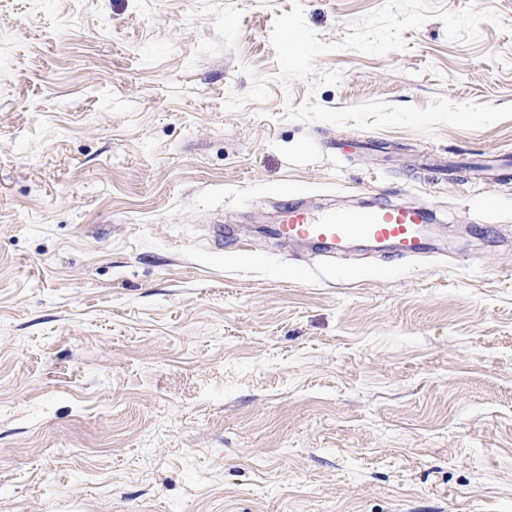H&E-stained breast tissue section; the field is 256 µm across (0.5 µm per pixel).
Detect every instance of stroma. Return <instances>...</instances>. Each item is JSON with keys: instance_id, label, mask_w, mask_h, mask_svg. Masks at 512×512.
I'll return each mask as SVG.
<instances>
[{"instance_id": "35a3bbf8", "label": "stroma", "mask_w": 512, "mask_h": 512, "mask_svg": "<svg viewBox=\"0 0 512 512\" xmlns=\"http://www.w3.org/2000/svg\"><path fill=\"white\" fill-rule=\"evenodd\" d=\"M302 3L333 43L383 0ZM480 4L476 42L432 19L228 113L292 0H0V512H512V188L467 181L512 119L283 117L512 103V0ZM295 197L438 232L327 258L258 233Z\"/></svg>"}]
</instances>
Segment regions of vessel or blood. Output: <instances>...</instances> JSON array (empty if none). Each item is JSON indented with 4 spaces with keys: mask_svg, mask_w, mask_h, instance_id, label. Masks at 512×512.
Masks as SVG:
<instances>
[{
    "mask_svg": "<svg viewBox=\"0 0 512 512\" xmlns=\"http://www.w3.org/2000/svg\"><path fill=\"white\" fill-rule=\"evenodd\" d=\"M430 222L431 212L422 205L379 202L366 208L310 212L290 203L273 233L281 240L311 243L330 253L364 239L390 245L396 257L405 258L427 251Z\"/></svg>",
    "mask_w": 512,
    "mask_h": 512,
    "instance_id": "obj_1",
    "label": "vessel or blood"
}]
</instances>
